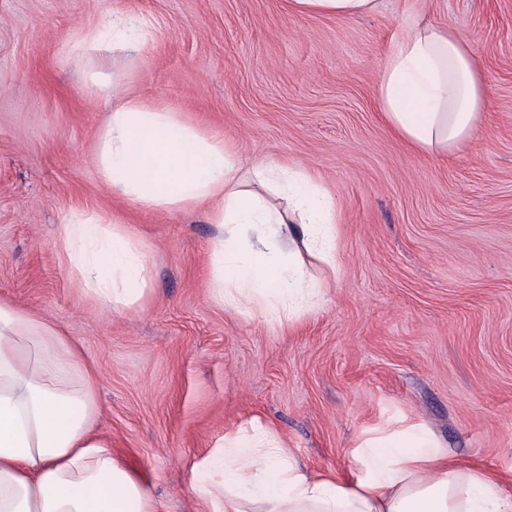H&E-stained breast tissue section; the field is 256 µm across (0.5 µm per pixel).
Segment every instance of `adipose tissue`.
<instances>
[{"instance_id":"ef3b65f1","label":"adipose tissue","mask_w":512,"mask_h":512,"mask_svg":"<svg viewBox=\"0 0 512 512\" xmlns=\"http://www.w3.org/2000/svg\"><path fill=\"white\" fill-rule=\"evenodd\" d=\"M288 8L349 19L373 12L376 0H288ZM152 40L145 18L113 10L79 25L65 46L94 60L88 88L116 100L96 139L98 176L140 208L206 206L218 231L211 296L228 311L291 324L324 304L336 276V203L307 168L244 162L183 113L110 90L112 56L142 53ZM376 99L388 128L414 151L445 157L482 125L487 75L451 25L411 20L386 47ZM270 192L287 207L271 206ZM58 239L79 291L103 309L135 311L151 297L145 253L110 214L73 210ZM310 257L325 278L309 272ZM96 387L60 327L0 299V512H158L138 473L94 431ZM190 488L207 512H512L506 481L460 466L432 437L369 440L350 473L325 475L258 420L195 462Z\"/></svg>"}]
</instances>
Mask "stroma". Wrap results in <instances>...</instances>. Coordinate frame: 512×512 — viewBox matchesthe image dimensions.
Returning a JSON list of instances; mask_svg holds the SVG:
<instances>
[{
	"label": "stroma",
	"instance_id": "stroma-1",
	"mask_svg": "<svg viewBox=\"0 0 512 512\" xmlns=\"http://www.w3.org/2000/svg\"><path fill=\"white\" fill-rule=\"evenodd\" d=\"M152 24L121 87L223 136L244 158L299 164L336 199L340 267L323 308L280 327L208 289L202 211L116 199L94 147L111 94L90 93L78 24ZM470 38L490 106L468 146L422 157L383 125L375 84L407 19ZM106 211L137 240L155 293L134 312L82 297L57 231ZM0 298L64 329L97 377L96 432L159 512H205L192 464L252 419L316 471L345 474L387 432L434 437L461 465L512 475V0H377L341 20L287 0H0Z\"/></svg>",
	"mask_w": 512,
	"mask_h": 512
}]
</instances>
